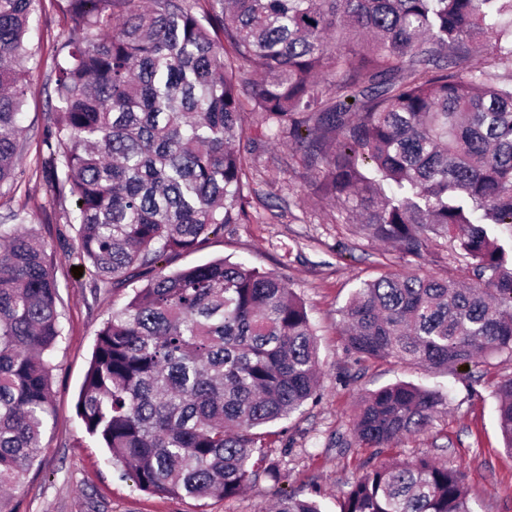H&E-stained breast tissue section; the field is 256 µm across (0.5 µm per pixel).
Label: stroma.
Wrapping results in <instances>:
<instances>
[{"label":"stroma","instance_id":"35a3bbf8","mask_svg":"<svg viewBox=\"0 0 512 512\" xmlns=\"http://www.w3.org/2000/svg\"><path fill=\"white\" fill-rule=\"evenodd\" d=\"M65 25L58 0H43L32 17L33 55L23 65L28 90L22 124L27 137L18 179L11 190L0 193V221L21 214L52 255L63 325L52 354L54 417L25 483L11 493L12 512H268L286 492L315 490L329 501L367 469L424 454L465 472L476 512H512V453L502 446L491 395L494 384L512 374V362L494 356L470 368L428 374L413 366L357 361L341 333L340 310L363 282L389 272L464 282L467 272L454 263L446 244L420 258L382 259L383 244L358 225L345 223L335 202L321 197L292 142L251 157L250 223L232 225L223 236L170 264L177 270L221 257L244 261L283 277L305 303L318 343L322 388L302 413L265 429L263 443L279 465V480H260L245 494L225 501L151 494L132 479L120 478L105 449L86 434L75 403L97 331L134 289L129 286L101 298L91 294L95 270L79 260L76 232L64 218L74 201L52 199L41 165L46 153L43 131L58 104L52 55ZM399 380L446 393V403L430 428L380 448L353 441V415L361 397ZM340 435L350 439L349 447H337Z\"/></svg>","mask_w":512,"mask_h":512}]
</instances>
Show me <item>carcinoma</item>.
<instances>
[{
	"instance_id": "obj_1",
	"label": "carcinoma",
	"mask_w": 512,
	"mask_h": 512,
	"mask_svg": "<svg viewBox=\"0 0 512 512\" xmlns=\"http://www.w3.org/2000/svg\"><path fill=\"white\" fill-rule=\"evenodd\" d=\"M41 0H0V187L17 176L23 62ZM53 56L59 106L43 140L49 187L69 195L94 296L145 282L98 331L76 403L86 432L136 485L232 499L278 464L257 429L320 391L303 301L280 278L224 259L164 272L249 222L258 113L292 139L323 196L369 236L420 257L454 243L471 273L388 274L341 310L348 350L425 371L512 359V0H67ZM490 60L473 63L475 46ZM396 192L389 195L382 183ZM44 242L0 224V490L22 484L52 415L62 336ZM512 451V376L492 389ZM444 395L411 382L365 397L358 441L429 428ZM465 473L428 457L372 468L336 512H474ZM275 512H327L290 493Z\"/></svg>"
}]
</instances>
